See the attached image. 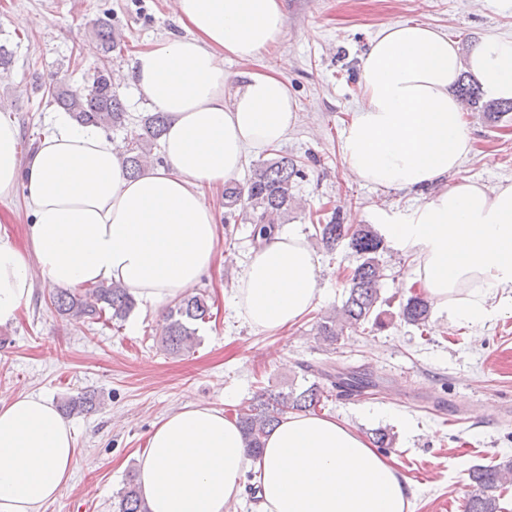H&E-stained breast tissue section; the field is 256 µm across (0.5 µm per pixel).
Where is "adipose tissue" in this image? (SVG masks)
I'll use <instances>...</instances> for the list:
<instances>
[{"instance_id":"adipose-tissue-1","label":"adipose tissue","mask_w":512,"mask_h":512,"mask_svg":"<svg viewBox=\"0 0 512 512\" xmlns=\"http://www.w3.org/2000/svg\"><path fill=\"white\" fill-rule=\"evenodd\" d=\"M184 35L138 52L129 76L168 117L163 164L132 176L114 144L65 117L22 159L0 115V200L18 185L32 212L21 253L0 240V324L27 306L35 278L78 290L124 285L156 310L184 296L213 263L219 229L203 189L234 180L249 152L282 142L297 103L275 73L246 72L228 88L224 61L256 60L283 32V0H175ZM470 74L512 100V35L469 51L424 22L386 26L359 71L361 99L340 147L348 176L382 189L425 190L387 233L416 259L415 280L436 314L479 324L494 291L512 287V183L461 176L473 150L453 87ZM319 258L304 236L279 231L244 263L231 302L253 329L288 327L321 301ZM71 425L39 394L0 400V512H43L70 479ZM256 471L258 512H407L408 483L353 427L287 414L260 458L235 421L200 402L162 416L137 457L150 512H227Z\"/></svg>"}]
</instances>
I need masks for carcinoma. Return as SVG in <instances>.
Instances as JSON below:
<instances>
[{"label":"carcinoma","mask_w":512,"mask_h":512,"mask_svg":"<svg viewBox=\"0 0 512 512\" xmlns=\"http://www.w3.org/2000/svg\"><path fill=\"white\" fill-rule=\"evenodd\" d=\"M96 31L105 54L120 47L113 34L111 19L97 20ZM46 90L51 102L75 122L101 130L126 131V137L121 141V152L130 174L138 175L146 166L157 162L154 150L166 130L167 116L163 112H150L139 123L131 124L120 94L112 87L107 68L97 70L92 80L83 86L70 87L51 82ZM458 92L493 122L512 112V101H485L480 87L473 82L461 80ZM305 176L302 161L294 156L278 154L269 160L253 163L245 184L233 181L224 185V208L234 223L251 226L250 237L255 242L257 236L265 235L268 227L285 223L295 203L294 189ZM313 228L315 238L327 251H333L344 243L357 261L345 279L342 305L319 317L315 325L317 338L331 346L347 330L355 331L368 323H381L377 309L385 272L378 256L385 250V245L382 236L371 225L355 228L342 223L335 214L326 223L315 224ZM50 303L60 317L74 322L85 318L100 320L105 316L111 321L122 322L135 308V300L126 288L114 282L101 283L83 293L58 288L50 296ZM399 316L408 325L424 328L430 318L429 302L416 293L401 305ZM210 318L211 306L202 293L174 301L163 315L162 346L171 354L191 349L199 340L200 326ZM316 374L317 380L305 387H294L287 392L262 389L247 406L238 410L236 422L243 431L252 458L261 456L263 439L284 415L315 412L332 397L361 398L372 387L367 376L357 373L333 376L318 370ZM95 405V396L86 393L66 400L61 404V410L67 415L82 414L92 411ZM470 477L477 492L468 498L465 512H502L496 492L512 484V460L479 465L472 470ZM118 498V512H148L133 475L129 476Z\"/></svg>","instance_id":"obj_1"}]
</instances>
